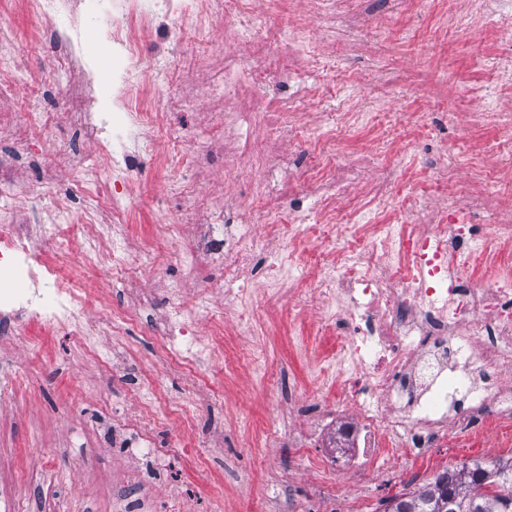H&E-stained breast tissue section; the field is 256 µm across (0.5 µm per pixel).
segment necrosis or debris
<instances>
[{"instance_id": "1", "label": "necrosis or debris", "mask_w": 512, "mask_h": 512, "mask_svg": "<svg viewBox=\"0 0 512 512\" xmlns=\"http://www.w3.org/2000/svg\"><path fill=\"white\" fill-rule=\"evenodd\" d=\"M342 0H311L314 17L328 26L342 25L357 32L364 24L382 25V18L342 9ZM30 13L48 27L60 51L58 69L75 74L62 100L61 112L76 125L103 134L101 149L112 158V174L100 185L96 170L83 160L68 165L82 175L80 188L97 198L96 210L82 224H24L17 212L0 207V327L26 335L30 324L67 336L84 333L89 296L79 276L60 280L47 252L71 254L75 268L95 260L94 250L105 239L104 216L121 220L126 210V184L136 156L150 155L154 143L136 141L137 129L159 127L160 91L171 73L159 62H147L140 43L129 31L142 29L178 51L186 31L206 37L213 19L224 21V36L244 45L245 55L225 57L214 68L208 97L216 108L211 117L224 126V142L206 150L190 151L172 141L162 163L179 170L199 169L205 155H218L226 176L255 177V194L269 196L270 177L287 180L288 192L313 199L311 207L284 220L273 208L256 210L246 224L220 223L217 211L205 214V227L189 231L187 225L167 227L170 238L184 244L182 261L203 288H210L209 271L195 258L203 254L220 266L224 305H237L245 288L241 279L255 256L269 257L261 282L268 290H287L295 299V314L318 309L317 333L333 339V348L320 361L322 368L337 369L336 407L348 411L340 429L344 449H374L377 457L409 456L447 443L452 431H468L490 423L512 421V267L503 268V252H512V153L497 154L489 146L473 149L474 159L495 161L494 185L470 179L446 204L416 199L406 224H380L368 213L349 211L343 228L335 210L338 198L363 188L378 208H385L395 168L383 167L377 155L352 161L340 156L336 143L343 127L372 120V113L357 112V89L348 90L338 106L339 123H328L327 137L315 141L301 136L305 114L300 90L269 103L258 92L274 78L272 49L287 45L290 60L320 59L307 23H297L290 39L280 29L261 22L250 0H30ZM94 14L98 35L112 38L119 47L113 83L122 97L119 112L91 115V74L79 43L82 20ZM492 19L505 30L512 28V0H448L446 29L460 22L482 27ZM246 69L247 81L231 76ZM151 72V85L141 76ZM59 112L0 113V138L19 151L34 149L44 131L56 123ZM285 135L294 137L291 154L258 148V141ZM478 208L488 223L464 224L463 211ZM79 231L86 247L72 252V231ZM305 237L319 240L325 261L314 288L302 293L297 275L307 265L304 252L287 251L288 242ZM494 267L488 279L477 281L468 272L475 265ZM213 334L195 336L183 319L164 329L167 355L190 366L196 360L221 354L224 316L214 314ZM156 412L151 401L142 407L143 425L130 430L112 426L114 447L139 459L154 457L149 428Z\"/></svg>"}]
</instances>
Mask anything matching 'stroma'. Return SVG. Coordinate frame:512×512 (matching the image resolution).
Wrapping results in <instances>:
<instances>
[{
  "instance_id": "stroma-1",
  "label": "stroma",
  "mask_w": 512,
  "mask_h": 512,
  "mask_svg": "<svg viewBox=\"0 0 512 512\" xmlns=\"http://www.w3.org/2000/svg\"><path fill=\"white\" fill-rule=\"evenodd\" d=\"M348 7L385 14L388 24L363 28L356 52L349 50L344 34L332 38V57L308 73L305 105L310 112L336 107L344 90L333 69L344 68L360 86V109L376 115L374 122L354 123L342 137L341 149L358 153L371 150L380 130L399 134L415 114H427L428 131L413 142L404 161L380 157L381 165L401 164L402 180L393 187L389 206L376 210V219L399 224L414 195L439 204L448 198L449 178L469 180L473 144L503 141L493 119L462 128L450 125L448 114L464 111L471 93L492 89L491 63L512 56V33L443 31L447 0L401 5L348 0ZM224 47L216 23L210 42L187 34L170 64L175 83L161 111L171 135L188 148L223 138L224 131L209 122L207 104L177 114L175 105L184 92L179 78L193 72L195 92L204 93L213 73L203 56ZM12 51L17 54L16 91L0 101V110L25 112L32 104L46 105L62 84L47 80L52 44L36 27L28 0H0V52ZM86 51L93 62L94 105L111 111L118 59L110 43L93 35L86 38ZM35 153L36 161L21 162L14 170L17 182L41 188L39 195L14 200L25 223H48L59 209L78 216L93 207L90 197L74 189L65 162L66 154H77L108 173L109 158L90 138L62 118ZM46 162L58 171L50 183L42 180ZM138 172L125 203L123 240L130 251L150 252L153 262L120 271L113 268L108 248H101L98 270L89 274L85 288L121 312L129 304L128 283L135 280L157 293L156 305L142 311L122 336L113 335L93 311L81 340L55 333L24 341L0 332V363L10 365L23 387L17 402L0 404V487H15L19 512H49L47 499L54 494L63 499L62 512H115L112 493L126 490L136 462L103 433L118 421L137 427L143 394L153 397L158 412L151 435L161 469L145 475L136 489L178 503L180 512H383L385 498L423 486L443 468L512 457V430L505 428L458 436L415 465L401 457L378 461L361 477L334 463L318 433L321 421L333 415L330 399L314 395L310 375L311 353L329 343L315 336L314 314H307L304 323L294 321L281 293L254 296L247 324L225 309L223 358L174 366L157 336L172 314L164 296L169 283L181 282V312L195 334L208 333L206 313L195 306L198 286L184 281L177 248L166 233L167 225L190 224L194 216L170 193L181 171L145 158ZM227 194L240 201L230 223H248L249 184L225 178L220 160L211 159L198 196L218 201Z\"/></svg>"
}]
</instances>
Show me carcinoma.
Wrapping results in <instances>:
<instances>
[{"label":"carcinoma","mask_w":512,"mask_h":512,"mask_svg":"<svg viewBox=\"0 0 512 512\" xmlns=\"http://www.w3.org/2000/svg\"><path fill=\"white\" fill-rule=\"evenodd\" d=\"M512 512V458L487 467H448L417 490L393 496L384 512Z\"/></svg>","instance_id":"obj_1"}]
</instances>
